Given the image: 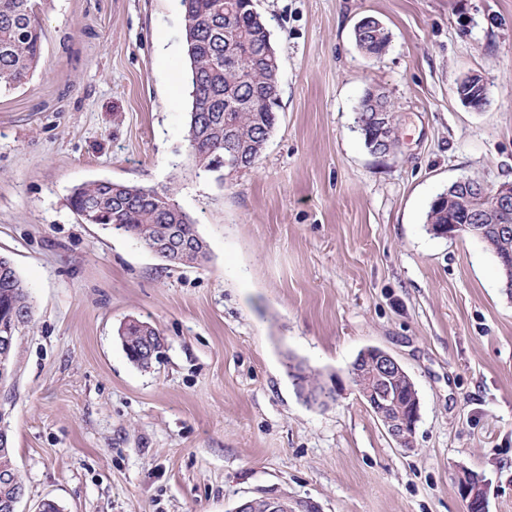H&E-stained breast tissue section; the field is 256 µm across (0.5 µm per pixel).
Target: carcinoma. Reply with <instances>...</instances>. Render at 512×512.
<instances>
[{
  "instance_id": "1",
  "label": "carcinoma",
  "mask_w": 512,
  "mask_h": 512,
  "mask_svg": "<svg viewBox=\"0 0 512 512\" xmlns=\"http://www.w3.org/2000/svg\"><path fill=\"white\" fill-rule=\"evenodd\" d=\"M183 12L185 51L189 60L191 111L187 140L195 166L205 172L221 167L220 158L234 151L242 170L254 167L275 123L280 58L272 45L266 20L254 0H179ZM361 51L378 57L390 39L378 38L373 29L354 31ZM43 29L36 0H0V87L19 88L31 80L42 55ZM365 146L376 149L372 129L362 113L355 116ZM490 200L473 196L455 208L458 216L484 209ZM70 206L79 216L89 214L86 224H109L115 232L134 239L151 253L167 237L198 241L192 219L167 190L94 180L72 190ZM430 226L448 223V202L436 196L426 216ZM482 244L493 255H512V234L490 229ZM159 257L173 265L201 264L207 251ZM30 289L17 271L0 272V321L21 326L31 321ZM122 347L129 360L142 370L152 367L143 350L159 342L160 333L149 323L130 325L123 332ZM23 487L12 448L0 451V496L3 477Z\"/></svg>"
}]
</instances>
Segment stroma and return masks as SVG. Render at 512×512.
I'll return each mask as SVG.
<instances>
[{"mask_svg":"<svg viewBox=\"0 0 512 512\" xmlns=\"http://www.w3.org/2000/svg\"><path fill=\"white\" fill-rule=\"evenodd\" d=\"M280 57V108L252 170L216 181L186 140L191 88L178 0H39L43 57L0 92V254L33 297L0 405L25 495L62 512H233L285 495L320 512H465L457 467L512 512V295L474 239L439 238L435 195L512 182V0H255ZM391 45L364 55L354 26ZM477 73L487 102L455 88ZM394 102L401 141L371 153L364 92ZM169 189L210 258L171 265L82 223L74 187ZM164 338L141 370L117 338ZM396 356L420 399L411 449L348 368ZM297 362L336 383L307 403Z\"/></svg>","mask_w":512,"mask_h":512,"instance_id":"35a3bbf8","label":"stroma"}]
</instances>
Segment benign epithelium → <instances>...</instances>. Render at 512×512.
I'll return each instance as SVG.
<instances>
[{"instance_id": "7a95c632", "label": "benign epithelium", "mask_w": 512, "mask_h": 512, "mask_svg": "<svg viewBox=\"0 0 512 512\" xmlns=\"http://www.w3.org/2000/svg\"><path fill=\"white\" fill-rule=\"evenodd\" d=\"M386 93L376 91L368 103L372 110L371 119L379 131V141L388 144L399 128L389 122L386 109L381 100ZM471 191L485 194L491 201L489 208L480 212L469 214L467 224H444L438 228V233L448 238L471 237L479 239L483 235L486 224H497L499 230L508 232L512 228V183H504L497 188H490L483 183L472 182L468 179H459L448 190V201L454 200V195L462 191ZM14 333L10 327L0 326V385L5 384L13 375V363L10 360L11 348L14 344ZM366 362L373 366L375 379L373 384L366 386L358 392L364 403L371 411L380 408H390L394 414L383 419V426L388 434L401 447L412 441L416 424L420 418V400L414 383L400 362L389 352L378 348L368 347L361 351L359 357L351 364L348 370L349 379H354L359 373L358 367ZM395 380L407 385L410 393L409 404L403 405L393 391L391 383ZM456 488L459 497L467 509H488V500L485 483L472 482L465 479H456Z\"/></svg>"}]
</instances>
